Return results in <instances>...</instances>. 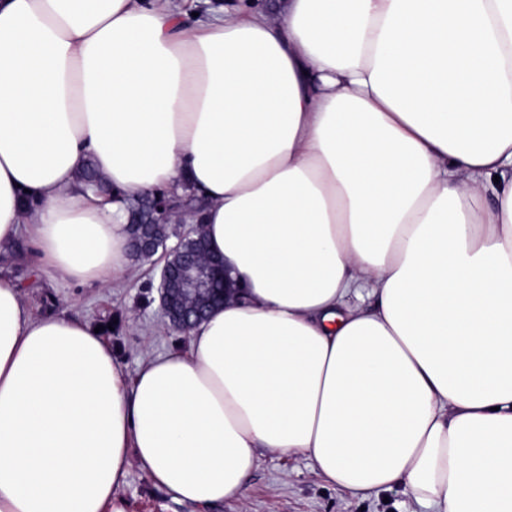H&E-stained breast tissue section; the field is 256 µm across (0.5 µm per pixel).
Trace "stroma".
Listing matches in <instances>:
<instances>
[{
  "instance_id": "obj_1",
  "label": "stroma",
  "mask_w": 512,
  "mask_h": 512,
  "mask_svg": "<svg viewBox=\"0 0 512 512\" xmlns=\"http://www.w3.org/2000/svg\"><path fill=\"white\" fill-rule=\"evenodd\" d=\"M13 250L22 259L14 280L24 300L39 313L75 316L96 327L113 324L106 338L127 372H135L144 350L164 353L185 347L186 334L160 317L153 264L132 262L133 278L125 288L112 291L41 275L27 241L17 242ZM118 496L123 512H427L402 488L388 491L383 498L359 501L325 483L308 459L269 453L262 455L248 481L247 503L242 508L232 502L204 509L177 502L137 467L129 471Z\"/></svg>"
}]
</instances>
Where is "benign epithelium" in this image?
<instances>
[{
  "instance_id": "obj_1",
  "label": "benign epithelium",
  "mask_w": 512,
  "mask_h": 512,
  "mask_svg": "<svg viewBox=\"0 0 512 512\" xmlns=\"http://www.w3.org/2000/svg\"><path fill=\"white\" fill-rule=\"evenodd\" d=\"M166 217L167 222L185 223L183 213L174 196L165 192L150 191L139 195ZM129 248L147 253L162 251L164 264L159 269V310L162 317L175 330L186 332L202 321L207 314V305L198 302L196 295L202 292L200 259L185 256L182 245L190 236L204 234V225L196 224L188 232L178 236L175 244L158 243L151 235L149 226L140 223L134 214H129Z\"/></svg>"
}]
</instances>
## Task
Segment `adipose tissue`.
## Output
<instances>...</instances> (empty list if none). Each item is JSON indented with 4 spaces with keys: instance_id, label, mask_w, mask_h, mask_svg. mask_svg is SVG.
Listing matches in <instances>:
<instances>
[{
    "instance_id": "adipose-tissue-1",
    "label": "adipose tissue",
    "mask_w": 512,
    "mask_h": 512,
    "mask_svg": "<svg viewBox=\"0 0 512 512\" xmlns=\"http://www.w3.org/2000/svg\"><path fill=\"white\" fill-rule=\"evenodd\" d=\"M89 160L202 197L232 296L131 375L0 278V512H122L135 466L242 503L265 452L512 512V0H0V250L119 288Z\"/></svg>"
}]
</instances>
